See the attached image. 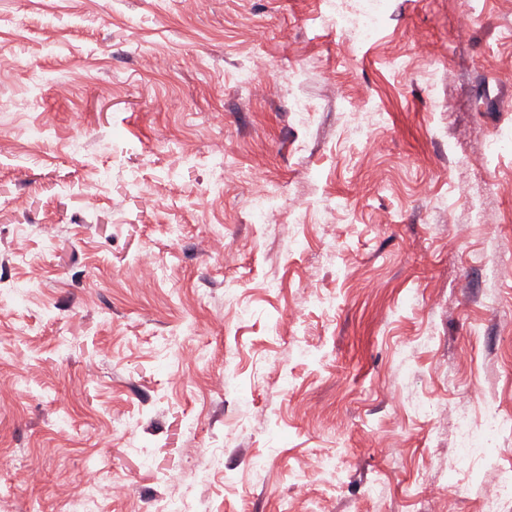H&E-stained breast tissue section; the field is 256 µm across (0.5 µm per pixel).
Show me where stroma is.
Listing matches in <instances>:
<instances>
[{
    "label": "stroma",
    "instance_id": "obj_1",
    "mask_svg": "<svg viewBox=\"0 0 512 512\" xmlns=\"http://www.w3.org/2000/svg\"><path fill=\"white\" fill-rule=\"evenodd\" d=\"M379 2L356 47L324 0H0V512L93 468L99 512H479L512 469L457 426L512 413V0ZM280 193L281 189L276 188L250 202V211L255 224L266 226L278 222L279 214L276 209L275 200Z\"/></svg>",
    "mask_w": 512,
    "mask_h": 512
}]
</instances>
